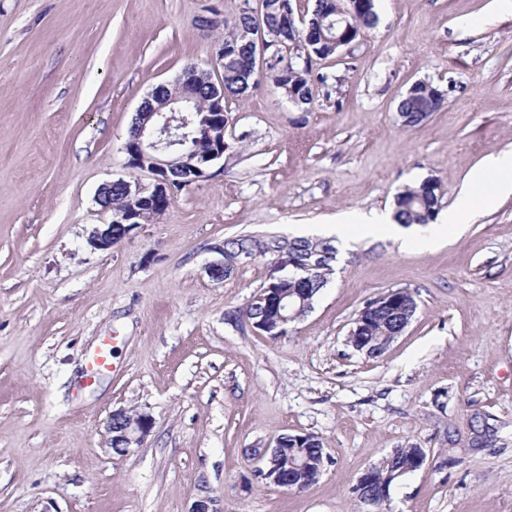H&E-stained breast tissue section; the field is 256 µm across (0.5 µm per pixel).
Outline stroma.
<instances>
[{
    "instance_id": "35a3bbf8",
    "label": "stroma",
    "mask_w": 512,
    "mask_h": 512,
    "mask_svg": "<svg viewBox=\"0 0 512 512\" xmlns=\"http://www.w3.org/2000/svg\"><path fill=\"white\" fill-rule=\"evenodd\" d=\"M378 23L318 61L341 78L300 109L269 79L224 107V157L168 210L107 251L100 187L131 179L124 145L142 98L221 30L239 0H0V512H368L354 486L394 449L424 469L388 512H512V197L459 232L440 220L348 236L311 310L271 337L243 311L282 271L271 258L216 281L224 239L328 240L350 213L391 212L441 182L447 212L485 157L512 150V12L494 0H375ZM446 92L419 127L396 108L415 82ZM409 289L416 313L384 354L346 343L365 303ZM112 368L86 382L87 356ZM149 413L139 448L101 431ZM495 442L471 448L473 417ZM283 434L318 437L319 480L290 493L255 478ZM152 427L153 419L149 413L131 414L124 409L113 411L105 425L104 446L113 448L119 455H126L141 446Z\"/></svg>"
}]
</instances>
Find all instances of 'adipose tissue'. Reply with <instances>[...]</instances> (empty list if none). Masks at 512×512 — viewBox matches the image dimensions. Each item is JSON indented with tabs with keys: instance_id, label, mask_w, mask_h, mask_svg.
<instances>
[{
	"instance_id": "adipose-tissue-1",
	"label": "adipose tissue",
	"mask_w": 512,
	"mask_h": 512,
	"mask_svg": "<svg viewBox=\"0 0 512 512\" xmlns=\"http://www.w3.org/2000/svg\"><path fill=\"white\" fill-rule=\"evenodd\" d=\"M512 196V151L488 156L448 211V230L471 223L477 212L498 199Z\"/></svg>"
}]
</instances>
